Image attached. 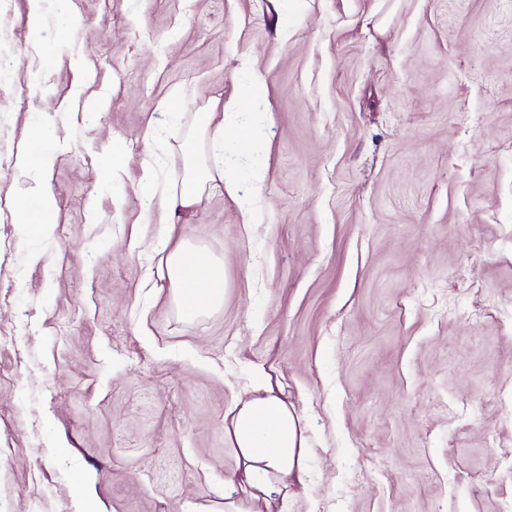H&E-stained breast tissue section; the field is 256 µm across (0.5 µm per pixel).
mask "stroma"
Here are the masks:
<instances>
[{
  "mask_svg": "<svg viewBox=\"0 0 512 512\" xmlns=\"http://www.w3.org/2000/svg\"><path fill=\"white\" fill-rule=\"evenodd\" d=\"M29 9L0 0V148L44 124L57 158L0 169V512H224L260 373L304 438L285 512H512V0H45L37 33ZM231 99L260 193L211 182L167 225L144 167L180 185ZM42 182L34 237L11 203ZM182 240L224 265L192 321ZM17 224L32 228L39 235L50 233L56 223L57 209L55 197L47 185L37 186L29 198L16 201ZM167 278L177 307L187 320L224 301V265L202 258L187 242L181 241L165 257Z\"/></svg>",
  "mask_w": 512,
  "mask_h": 512,
  "instance_id": "1",
  "label": "stroma"
}]
</instances>
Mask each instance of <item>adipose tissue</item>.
I'll return each instance as SVG.
<instances>
[{"label": "adipose tissue", "mask_w": 512, "mask_h": 512, "mask_svg": "<svg viewBox=\"0 0 512 512\" xmlns=\"http://www.w3.org/2000/svg\"><path fill=\"white\" fill-rule=\"evenodd\" d=\"M210 169L189 165L180 187L156 194L151 179H144L146 199H159L172 222H180L197 205ZM18 223L38 234L52 231L56 222L55 197L50 187L37 186L30 197L15 204ZM166 274L181 315L195 319L224 300V266L202 258L187 242L173 247L165 258ZM238 399L225 419V429L242 466L239 474L225 479V488L237 492L225 500L224 512H261L277 495L288 492V480L303 473V441L297 419L285 399L267 385Z\"/></svg>", "instance_id": "1"}]
</instances>
